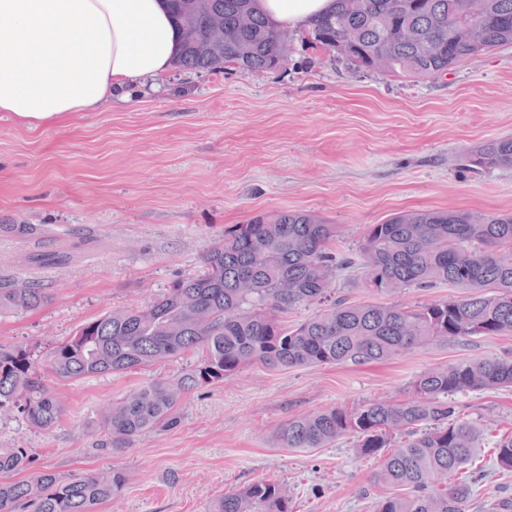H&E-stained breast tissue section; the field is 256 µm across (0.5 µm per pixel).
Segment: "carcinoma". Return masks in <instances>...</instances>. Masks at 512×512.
Instances as JSON below:
<instances>
[{
  "label": "carcinoma",
  "instance_id": "1",
  "mask_svg": "<svg viewBox=\"0 0 512 512\" xmlns=\"http://www.w3.org/2000/svg\"><path fill=\"white\" fill-rule=\"evenodd\" d=\"M179 32L176 64L211 71L203 39L185 32L184 0H166ZM224 19L225 68L249 74L279 68L290 49L256 0H211ZM470 0H347L308 26L311 45L345 69L435 80L462 59L512 44V0H488L474 21L475 44L448 43L454 23L469 22ZM413 28L418 40L409 42ZM482 170L512 167V139L465 153ZM334 225L317 215L273 211L224 228V240L203 257L205 271L173 282L144 306L112 311L80 327L39 362L20 348L0 347V416L21 412L34 429L54 428L63 406L45 379L61 381L145 369L187 354L196 362L180 377L152 379L109 404L101 415L106 445L120 452L180 419L182 396L247 366L270 369L329 364L362 366L394 360L416 347L467 336L512 335V214L476 216L456 210L396 213L371 225L356 249L338 252ZM46 252L35 265H62ZM359 266L378 293L448 284L461 296L417 306L348 304L334 297L336 274ZM34 284L0 287V313L33 311L47 302ZM319 304L316 314L282 326L276 314ZM512 388V361L483 358L429 369L401 401L375 400L354 409L326 408L288 419L280 447L327 448L354 439L360 457L380 459L376 480L404 493L383 497L375 512H463L473 496L467 472L485 438L463 418L458 393ZM499 467L512 471V434L495 444ZM0 512H96L119 497L126 474L62 477L31 466V449L0 448ZM210 512H291L279 483L256 481L216 501Z\"/></svg>",
  "mask_w": 512,
  "mask_h": 512
}]
</instances>
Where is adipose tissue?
Segmentation results:
<instances>
[{
  "mask_svg": "<svg viewBox=\"0 0 512 512\" xmlns=\"http://www.w3.org/2000/svg\"><path fill=\"white\" fill-rule=\"evenodd\" d=\"M333 0H259L296 30ZM176 34L163 0H0V113L37 129L96 112L126 87L157 84Z\"/></svg>",
  "mask_w": 512,
  "mask_h": 512,
  "instance_id": "1",
  "label": "adipose tissue"
}]
</instances>
